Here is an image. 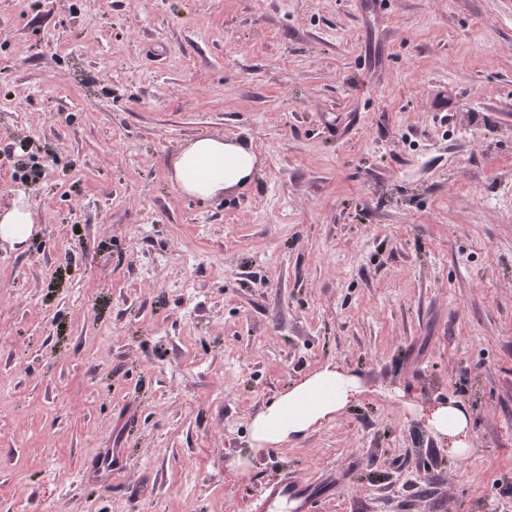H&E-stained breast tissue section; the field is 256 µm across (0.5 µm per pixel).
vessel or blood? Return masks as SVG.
Masks as SVG:
<instances>
[{
    "instance_id": "vessel-or-blood-1",
    "label": "vessel or blood",
    "mask_w": 512,
    "mask_h": 512,
    "mask_svg": "<svg viewBox=\"0 0 512 512\" xmlns=\"http://www.w3.org/2000/svg\"><path fill=\"white\" fill-rule=\"evenodd\" d=\"M344 485L336 475L320 480L284 475L260 484L254 512H315L323 494Z\"/></svg>"
}]
</instances>
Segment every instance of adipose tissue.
Instances as JSON below:
<instances>
[{
  "label": "adipose tissue",
  "instance_id": "ef3b65f1",
  "mask_svg": "<svg viewBox=\"0 0 512 512\" xmlns=\"http://www.w3.org/2000/svg\"><path fill=\"white\" fill-rule=\"evenodd\" d=\"M173 174L185 195L211 199L224 190L246 185L257 168L250 148L220 136H203L189 142L175 156ZM356 378L337 364L307 376L273 400L252 421L256 447L281 445L305 435L315 425L333 417L359 394ZM427 422L450 440V449L465 455L470 449V423L465 410L455 404L433 407Z\"/></svg>",
  "mask_w": 512,
  "mask_h": 512
}]
</instances>
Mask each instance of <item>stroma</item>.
I'll list each match as a JSON object with an SVG mask.
<instances>
[{
	"instance_id": "stroma-1",
	"label": "stroma",
	"mask_w": 512,
	"mask_h": 512,
	"mask_svg": "<svg viewBox=\"0 0 512 512\" xmlns=\"http://www.w3.org/2000/svg\"><path fill=\"white\" fill-rule=\"evenodd\" d=\"M249 146L182 195L174 154ZM0 512H512V0H0ZM335 361L303 438L251 422ZM464 406L459 457L425 417ZM121 449L104 477L92 463ZM175 183L185 195L211 199L225 189L246 185L257 168L256 155L224 136H203L189 142L172 162ZM32 213L22 202L0 208V239L12 243H26L35 233ZM360 393L356 378L337 364H327L273 400L252 421L257 448L281 445L305 435L333 417ZM346 485L336 473L321 480L298 479L283 475L263 481L258 488L254 512H315L317 502L326 492Z\"/></svg>"
}]
</instances>
